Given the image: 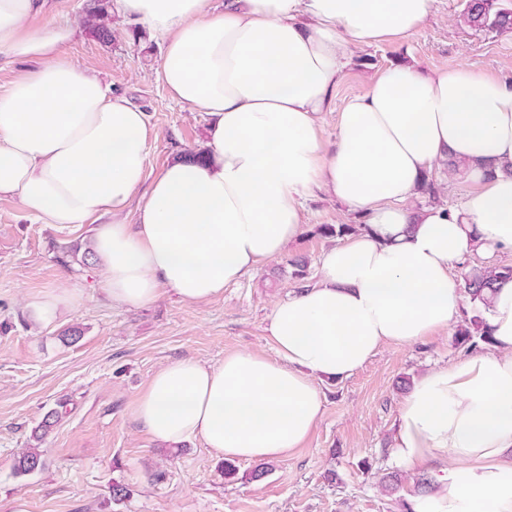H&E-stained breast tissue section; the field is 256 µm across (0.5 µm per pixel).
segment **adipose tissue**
Instances as JSON below:
<instances>
[{
    "mask_svg": "<svg viewBox=\"0 0 512 512\" xmlns=\"http://www.w3.org/2000/svg\"><path fill=\"white\" fill-rule=\"evenodd\" d=\"M435 2L114 0L161 39L171 98L212 118L201 158L183 152L152 179L157 133L68 58L75 22L32 31L44 0H0V59L37 62L0 93V197L45 224L95 223L113 306L222 295L285 254L318 193L365 224L322 253L316 285L273 305V356L179 359L152 376L134 415L153 440L198 437L232 460L287 457L323 414L316 377L351 375L383 345L448 329L465 300L453 263L512 251V80L392 63L347 101L335 141L322 139L355 50L409 37ZM441 167L471 192L454 208L415 206ZM77 297L63 286L25 307L48 325ZM487 323L492 351L427 371L400 406L391 456L433 485L412 512H512V281L496 288Z\"/></svg>",
    "mask_w": 512,
    "mask_h": 512,
    "instance_id": "adipose-tissue-1",
    "label": "adipose tissue"
}]
</instances>
